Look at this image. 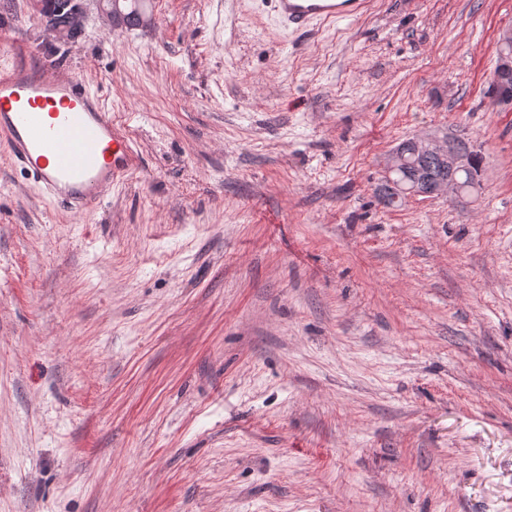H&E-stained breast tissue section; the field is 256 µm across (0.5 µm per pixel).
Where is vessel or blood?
<instances>
[{
  "mask_svg": "<svg viewBox=\"0 0 512 512\" xmlns=\"http://www.w3.org/2000/svg\"><path fill=\"white\" fill-rule=\"evenodd\" d=\"M280 22L297 30L321 18L349 19L364 0H276ZM0 141L12 161L58 205L85 216L136 156L84 81L48 73L27 42L0 31Z\"/></svg>",
  "mask_w": 512,
  "mask_h": 512,
  "instance_id": "vessel-or-blood-1",
  "label": "vessel or blood"
}]
</instances>
